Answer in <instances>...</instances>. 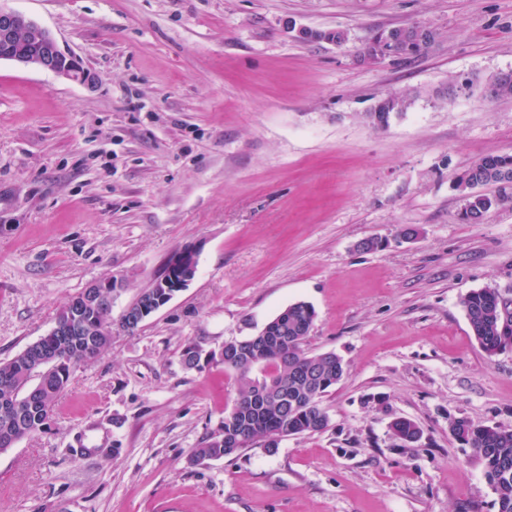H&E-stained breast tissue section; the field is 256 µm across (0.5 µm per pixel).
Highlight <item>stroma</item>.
Segmentation results:
<instances>
[{
    "label": "stroma",
    "instance_id": "stroma-1",
    "mask_svg": "<svg viewBox=\"0 0 512 512\" xmlns=\"http://www.w3.org/2000/svg\"><path fill=\"white\" fill-rule=\"evenodd\" d=\"M0 5L98 77L0 61V361L91 283L119 279L117 318L175 251L198 258L188 288L74 368L44 430L0 452V512H497L448 418L512 426V351L488 356L460 303L512 292V202L468 223L455 188L512 155V99L483 93L512 71V0ZM409 23L437 31L428 50L361 61L377 29ZM388 93L411 104L377 131L364 116ZM298 301L316 311L309 350L347 366L328 428L189 463L237 383L184 350L220 352ZM396 417L417 443L394 439ZM392 435L403 444L416 443L421 438V429L418 424L408 418H396L390 425Z\"/></svg>",
    "mask_w": 512,
    "mask_h": 512
}]
</instances>
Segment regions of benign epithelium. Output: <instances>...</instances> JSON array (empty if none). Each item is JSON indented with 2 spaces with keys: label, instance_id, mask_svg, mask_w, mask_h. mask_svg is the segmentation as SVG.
Segmentation results:
<instances>
[{
  "label": "benign epithelium",
  "instance_id": "obj_1",
  "mask_svg": "<svg viewBox=\"0 0 512 512\" xmlns=\"http://www.w3.org/2000/svg\"><path fill=\"white\" fill-rule=\"evenodd\" d=\"M0 60L23 66H35L62 76L69 81L89 85L95 74L83 62L61 51L55 37L26 14L0 7ZM168 276L155 279L142 291L148 297L138 308L128 306L123 315L129 321L144 322L164 306L175 293L186 288L196 277V252L184 248L168 259ZM119 282L114 277L90 284L83 291L82 299L68 303L57 315L49 333L84 337L83 345L93 344V332L86 329L84 316L89 310L99 308L101 301L112 300Z\"/></svg>",
  "mask_w": 512,
  "mask_h": 512
}]
</instances>
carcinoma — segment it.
I'll list each match as a JSON object with an SVG mask.
<instances>
[{
    "instance_id": "1",
    "label": "carcinoma",
    "mask_w": 512,
    "mask_h": 512,
    "mask_svg": "<svg viewBox=\"0 0 512 512\" xmlns=\"http://www.w3.org/2000/svg\"><path fill=\"white\" fill-rule=\"evenodd\" d=\"M423 38L411 37L398 42L384 40L386 31H379L363 48L361 60L374 63L386 57L407 59L424 52L437 37V32L424 27ZM410 104L406 94L390 93L379 97L369 112L368 122L384 130L393 117L403 114ZM496 186V194L472 192L477 186ZM512 188V156L487 154L477 159L458 177L456 189L465 199L462 217L479 222L494 208L509 199ZM470 330L482 350L489 356L512 348V298L496 288H483L461 300ZM316 312L307 302H295L269 321L261 330L259 343L267 349L264 359L249 369L247 365H224L238 380L237 399L250 397L259 379L271 380L279 386L277 394L245 413L230 409L224 414V437L241 439L239 448H224L220 440L211 438L193 449L190 460L198 463L214 458H228L260 445L271 447L269 440L295 435L318 433L329 425V416L321 405L322 398L346 375L343 358L334 351L310 352L305 348L313 328ZM38 353L28 348L0 362V403L19 402L35 390L54 405L66 390L73 369L52 362L43 365L34 361ZM215 360L224 361L215 353L206 356L194 347L183 353L189 368H201ZM38 410L28 411L22 419L7 420L0 411V440L16 430L40 431ZM392 435L403 444L421 438L418 424L408 418H396L390 425ZM451 436L472 449L484 468L485 477L498 506L497 512H512V427L477 424L466 417H448Z\"/></svg>"
}]
</instances>
